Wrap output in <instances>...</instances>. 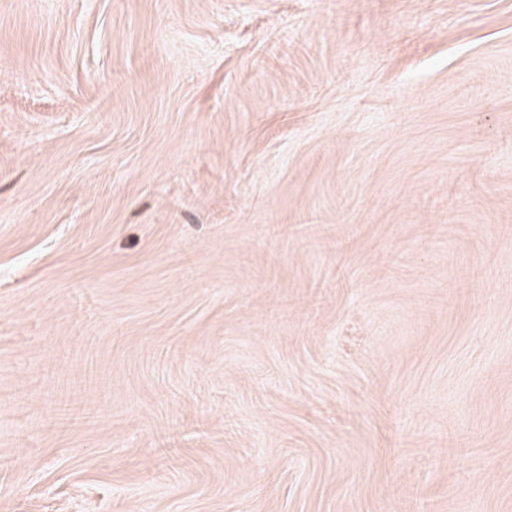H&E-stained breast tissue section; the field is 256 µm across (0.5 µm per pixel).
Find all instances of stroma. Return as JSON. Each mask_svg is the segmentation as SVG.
<instances>
[{
    "label": "stroma",
    "mask_w": 512,
    "mask_h": 512,
    "mask_svg": "<svg viewBox=\"0 0 512 512\" xmlns=\"http://www.w3.org/2000/svg\"><path fill=\"white\" fill-rule=\"evenodd\" d=\"M0 512H512V0H0Z\"/></svg>",
    "instance_id": "obj_1"
}]
</instances>
